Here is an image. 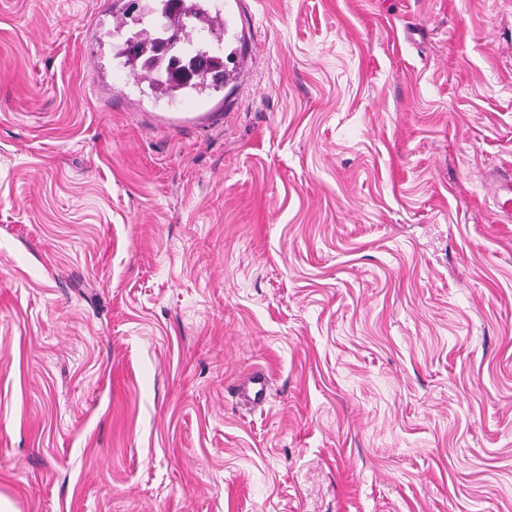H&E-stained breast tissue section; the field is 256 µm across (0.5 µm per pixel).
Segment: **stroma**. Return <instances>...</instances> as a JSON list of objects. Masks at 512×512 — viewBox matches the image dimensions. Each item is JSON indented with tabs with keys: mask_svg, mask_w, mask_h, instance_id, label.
Returning a JSON list of instances; mask_svg holds the SVG:
<instances>
[{
	"mask_svg": "<svg viewBox=\"0 0 512 512\" xmlns=\"http://www.w3.org/2000/svg\"><path fill=\"white\" fill-rule=\"evenodd\" d=\"M100 2L0 0V494L512 512V0H244L188 130ZM494 196L497 197L499 208L502 212L509 214L512 212V174L508 176L503 174L490 175Z\"/></svg>",
	"mask_w": 512,
	"mask_h": 512,
	"instance_id": "1",
	"label": "stroma"
}]
</instances>
